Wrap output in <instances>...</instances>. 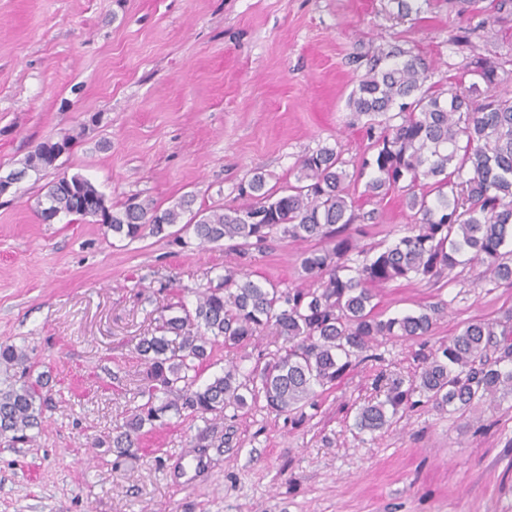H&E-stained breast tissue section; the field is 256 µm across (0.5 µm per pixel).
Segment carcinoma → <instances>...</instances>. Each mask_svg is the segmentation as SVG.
I'll return each instance as SVG.
<instances>
[{"label": "carcinoma", "mask_w": 512, "mask_h": 512, "mask_svg": "<svg viewBox=\"0 0 512 512\" xmlns=\"http://www.w3.org/2000/svg\"><path fill=\"white\" fill-rule=\"evenodd\" d=\"M475 75L478 81L467 87L460 81L446 88L431 84L430 64L393 48L351 91L347 107L367 119L372 140L371 156L361 161V169L373 174L365 193L376 197L398 188L411 212L405 235L378 248H361L353 236L377 220V211L355 213L347 162L330 147L298 161L295 183L269 188L265 175L256 173L238 187L237 205L199 209L197 221L183 224L190 198L165 210L132 199L114 207L78 174L48 186L53 215L86 219L101 211L106 231L131 242L171 235L183 245L188 236L200 246L231 242L258 252L275 237L323 243L301 255V285L265 286L229 268L217 283L195 291L192 306L181 303L176 314L160 317L137 345L146 366L139 391L145 402L112 436L117 456L130 454L145 427L185 412L217 422L229 408L262 400L278 415L304 420L306 409L316 407L317 391L335 388L353 367L378 360L370 353L378 339L428 336L445 311L432 304L417 314L386 317L372 304L382 286L437 281L466 259L484 264L493 279L512 282V97L497 91L496 66L481 63ZM55 147L40 145L24 169L48 165ZM422 180L432 181L434 198L416 192ZM267 329L288 346L266 353L246 373L230 362L222 374L200 382L215 348L233 352ZM0 361L22 368L18 382L0 388V439L29 444L36 438L32 431L42 429L49 376L35 373L36 363L13 344H0ZM504 389L512 392V328L471 321L422 356L410 378H387L384 398L360 406L354 427L379 432L421 403L465 412Z\"/></svg>", "instance_id": "carcinoma-1"}]
</instances>
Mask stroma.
<instances>
[{
    "label": "stroma",
    "mask_w": 512,
    "mask_h": 512,
    "mask_svg": "<svg viewBox=\"0 0 512 512\" xmlns=\"http://www.w3.org/2000/svg\"><path fill=\"white\" fill-rule=\"evenodd\" d=\"M419 5L400 18L389 0H0V174L76 138L0 195V344L25 348L54 379L34 444L0 443V512H512V394L462 415L424 404L372 435L353 427L379 371L410 376L419 349L466 322L512 317V285L481 264L380 288L385 315L429 303L447 315L424 341H378L380 361L351 369L302 423L259 403L216 424L186 415L119 458L108 442L141 402L139 336L242 261L39 214L64 173L112 206L165 209L189 195L197 209L229 207L253 173L283 186L301 156L329 146L348 162L356 212L380 214L359 246L393 241L410 221L404 195H365L371 140L346 106L372 60L410 51L441 86L487 60L512 89V6L486 32L457 0ZM315 247L274 241L247 270L297 286L299 257Z\"/></svg>",
    "instance_id": "1"
}]
</instances>
